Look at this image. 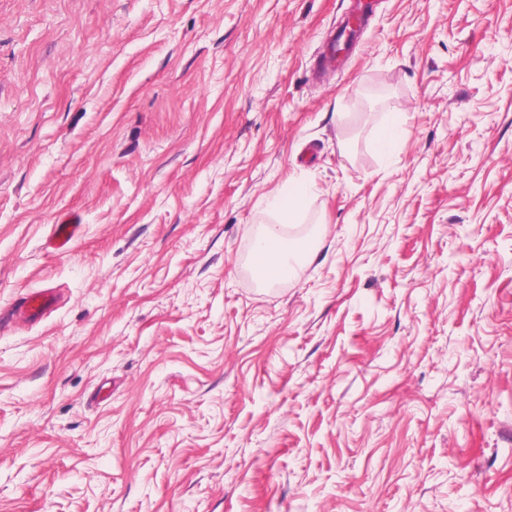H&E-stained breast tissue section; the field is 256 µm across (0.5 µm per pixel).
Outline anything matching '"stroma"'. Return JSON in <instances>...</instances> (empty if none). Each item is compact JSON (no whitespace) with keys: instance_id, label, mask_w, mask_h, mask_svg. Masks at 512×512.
<instances>
[{"instance_id":"obj_1","label":"stroma","mask_w":512,"mask_h":512,"mask_svg":"<svg viewBox=\"0 0 512 512\" xmlns=\"http://www.w3.org/2000/svg\"><path fill=\"white\" fill-rule=\"evenodd\" d=\"M352 4L0 0V512H512V0ZM314 185L308 178L293 177L289 179L287 195H276L270 204L273 211L279 213L276 224H266L255 235L252 244V257L263 275L275 283L290 276V252L284 249V227L286 223H298L301 211ZM81 219L75 213L65 214L58 224H54L49 244L55 251L67 252L81 233ZM56 288H40L25 293L20 299L19 310L23 319L30 323L40 321L58 302Z\"/></svg>"}]
</instances>
